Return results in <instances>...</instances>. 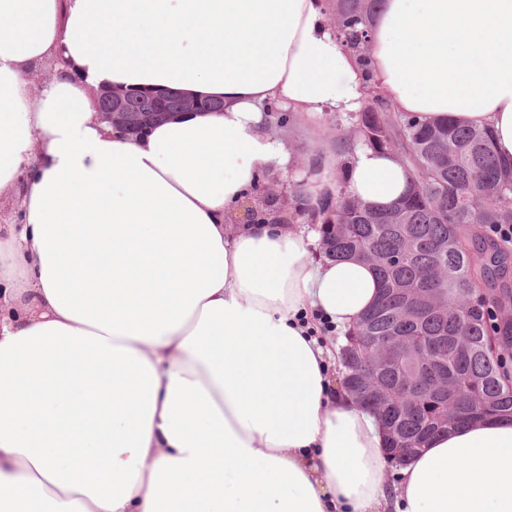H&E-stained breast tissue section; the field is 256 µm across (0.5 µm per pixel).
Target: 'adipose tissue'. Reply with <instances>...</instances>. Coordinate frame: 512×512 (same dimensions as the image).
<instances>
[{
    "mask_svg": "<svg viewBox=\"0 0 512 512\" xmlns=\"http://www.w3.org/2000/svg\"><path fill=\"white\" fill-rule=\"evenodd\" d=\"M326 0H0V512H512V419L436 433L389 480L374 412L316 314L353 328L380 284L317 231L230 218L292 165L271 106L319 128L374 87L400 112L490 128L512 160V0H385L370 71ZM62 73L26 72L55 54ZM220 98L131 136L92 86ZM322 164L312 207L406 193L398 157Z\"/></svg>",
    "mask_w": 512,
    "mask_h": 512,
    "instance_id": "adipose-tissue-1",
    "label": "adipose tissue"
}]
</instances>
